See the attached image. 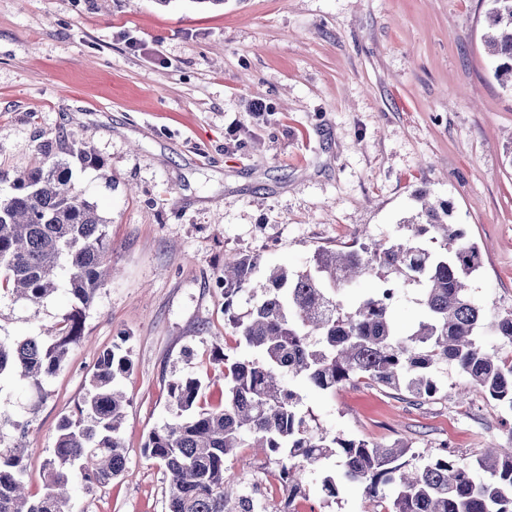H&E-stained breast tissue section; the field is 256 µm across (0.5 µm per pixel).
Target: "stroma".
Instances as JSON below:
<instances>
[{
	"label": "stroma",
	"mask_w": 512,
	"mask_h": 512,
	"mask_svg": "<svg viewBox=\"0 0 512 512\" xmlns=\"http://www.w3.org/2000/svg\"><path fill=\"white\" fill-rule=\"evenodd\" d=\"M490 0H0V193L73 135L96 165L72 179L107 222L113 273L84 338L40 386L0 376V448L24 451L30 494L61 416L75 414L101 353L120 344L126 467L74 486L72 512H167L170 478L143 454L170 417L169 386L192 376L201 401L224 388L215 352L248 356L224 314L225 258L306 267L358 234L411 236L419 193L451 207L482 255L469 281L488 312L512 310V90L484 46ZM265 110L254 114L253 103ZM66 290L34 305L0 288V342L42 334ZM437 400L406 404L359 379L296 384L311 426L421 459H467L506 444L512 412L454 366ZM226 467L264 512L286 493L274 458L240 448ZM332 461L307 468L299 512H381L363 486L324 496Z\"/></svg>",
	"instance_id": "stroma-1"
}]
</instances>
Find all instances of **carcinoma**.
<instances>
[{
    "label": "carcinoma",
    "instance_id": "carcinoma-1",
    "mask_svg": "<svg viewBox=\"0 0 512 512\" xmlns=\"http://www.w3.org/2000/svg\"><path fill=\"white\" fill-rule=\"evenodd\" d=\"M484 40L496 62L495 77L512 82V0H491ZM42 164L14 176L0 196V285L38 305L58 290L57 272L73 304L63 321L42 336L0 342V376L39 385L68 359L83 335L86 312L109 275L106 222L72 181L71 165L95 161L71 139L65 155L53 142L40 146ZM449 208L423 204L417 218L441 236L432 249L413 238L399 243L355 242L320 249L303 271L285 267L259 274V259L224 262V313L252 356L217 358L224 364V398L198 405L202 383L187 377L171 384L172 413L143 445L146 457L170 474L169 512H258L259 503L230 484L226 459L238 448H262L278 457L288 496L282 512H297L301 471L330 458L336 469L322 480L329 498L344 482L376 496L390 492L387 512H512V447L493 448L470 462L442 450L413 463L410 447L390 448L316 431L297 412L299 394L285 381L302 380L322 391L356 378L404 393L418 407L441 390L442 365L469 378L485 398L512 410V359L485 346V330L512 346V312L490 321L470 296L467 279L481 267L478 247L448 223ZM374 279L347 310L338 293ZM418 286L420 320L406 331L392 318L398 280ZM246 296L250 309L231 312ZM131 362L115 345L99 357L78 406V416L57 424L55 448L43 464V493L30 497L23 454L0 448V512H69V490L79 481L107 484L125 467L120 428L126 398L117 389Z\"/></svg>",
    "mask_w": 512,
    "mask_h": 512
}]
</instances>
